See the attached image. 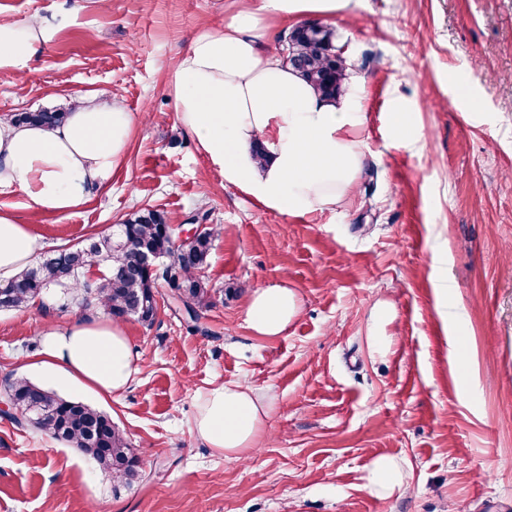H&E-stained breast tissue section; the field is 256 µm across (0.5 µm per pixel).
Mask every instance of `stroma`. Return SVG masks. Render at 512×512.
I'll return each instance as SVG.
<instances>
[{
	"instance_id": "35a3bbf8",
	"label": "stroma",
	"mask_w": 512,
	"mask_h": 512,
	"mask_svg": "<svg viewBox=\"0 0 512 512\" xmlns=\"http://www.w3.org/2000/svg\"><path fill=\"white\" fill-rule=\"evenodd\" d=\"M236 8L0 0V17L19 23L68 17L26 76L0 74V117L62 110L89 92L148 115L85 204L33 218L21 194L2 193L0 210L30 219L47 255L144 209L219 229L200 272L211 305L191 320L160 284L154 323L123 322L143 358L134 382L106 401L81 396L124 433L139 479H99L77 448L0 413V512H512V0H358L330 19L369 153L349 202L305 216L206 174L177 127L172 65ZM398 98L419 142L393 134ZM282 280L298 315L283 335H254L250 294ZM85 312L76 298L1 310L0 381L30 376L46 321ZM219 382L248 384L272 406L242 460L191 430L198 392ZM380 455L405 464L385 500L364 487Z\"/></svg>"
}]
</instances>
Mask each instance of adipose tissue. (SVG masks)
<instances>
[{
    "mask_svg": "<svg viewBox=\"0 0 512 512\" xmlns=\"http://www.w3.org/2000/svg\"><path fill=\"white\" fill-rule=\"evenodd\" d=\"M353 0H240L224 26L197 32L175 64L169 91L180 131L225 185L267 210L302 216L353 196L367 159L358 137L365 122L349 99L319 96L283 61L262 18L291 21L349 12ZM54 15L25 24L0 19V73L25 75L65 24ZM137 118L117 98L83 95L63 121L46 127L0 118V194L19 193L34 212H67L105 188L125 156ZM43 243L14 213L0 211V285L31 267ZM300 310L293 288H257L246 306L253 334L282 335ZM142 358L121 322L87 316L47 324L32 369L99 398L122 393ZM269 414L249 386L218 383L197 395L193 431L227 457L253 447ZM404 468L374 458L368 492L390 498Z\"/></svg>",
    "mask_w": 512,
    "mask_h": 512,
    "instance_id": "adipose-tissue-1",
    "label": "adipose tissue"
}]
</instances>
